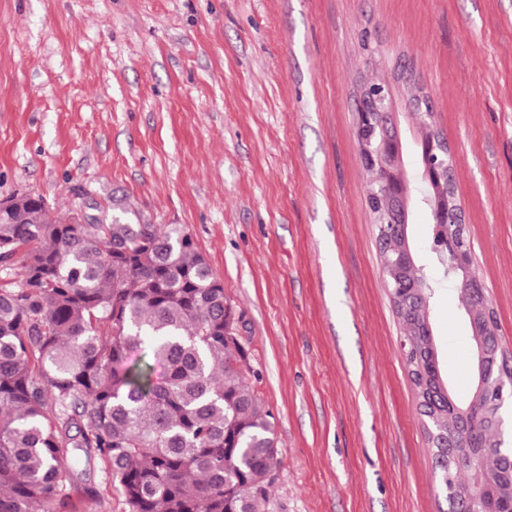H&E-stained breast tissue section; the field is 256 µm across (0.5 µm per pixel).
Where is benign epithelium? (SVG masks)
I'll list each match as a JSON object with an SVG mask.
<instances>
[{
  "label": "benign epithelium",
  "instance_id": "1",
  "mask_svg": "<svg viewBox=\"0 0 512 512\" xmlns=\"http://www.w3.org/2000/svg\"><path fill=\"white\" fill-rule=\"evenodd\" d=\"M373 117L378 129V143L370 148L364 147L366 155L374 157L377 165L378 190L373 197L383 210V223L391 225L390 234L402 239V245L396 248L397 256L390 262V267L400 270L414 263L413 252L406 240V224L410 223L412 210L428 206L433 223L436 224L433 249L448 256V267L464 269L474 262V255L465 232L461 207L449 206L450 193L455 186L454 173L448 159H456L455 152L440 133L431 130L422 135L418 146L422 157L420 181L429 185L433 193L424 197L419 190H411L404 169L406 144L402 139L396 121V112L391 95L386 87L378 89L373 96ZM464 290L470 294L473 304L466 309L472 338L476 343L474 355V380L477 383L476 398L491 395L493 399L482 406L481 411H474L473 405L460 407L450 394L442 391L433 396L432 403H448L452 408V419L448 438L443 447L457 448L459 442L468 440L472 426L477 419L500 436L512 432V423L503 414L507 401L512 400V377L501 375L498 381L491 382L486 375L487 365L500 357L501 344L488 335L492 328L489 319L490 306L486 299L484 285L480 282L464 284ZM486 485V468L478 463L473 465V485L463 492H446L448 512H490L477 509L475 503L481 500Z\"/></svg>",
  "mask_w": 512,
  "mask_h": 512
}]
</instances>
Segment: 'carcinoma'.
I'll use <instances>...</instances> for the list:
<instances>
[{"label": "carcinoma", "mask_w": 512, "mask_h": 512, "mask_svg": "<svg viewBox=\"0 0 512 512\" xmlns=\"http://www.w3.org/2000/svg\"><path fill=\"white\" fill-rule=\"evenodd\" d=\"M0 213V512H77L67 484L102 468L125 512H261L281 460L271 415L248 386L245 349L224 338V287L189 236L121 202L86 221L57 218L40 195ZM395 311L413 388L430 384L424 320L438 280ZM149 351L142 363L136 355ZM448 428V410L423 415ZM498 441L481 421L436 477L467 488Z\"/></svg>", "instance_id": "1"}]
</instances>
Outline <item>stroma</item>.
<instances>
[{
    "label": "stroma",
    "instance_id": "35a3bbf8",
    "mask_svg": "<svg viewBox=\"0 0 512 512\" xmlns=\"http://www.w3.org/2000/svg\"><path fill=\"white\" fill-rule=\"evenodd\" d=\"M368 79L431 99L512 353V0H0V199L124 198L191 236L273 416L264 512L448 510L367 205ZM430 322L466 397L453 287Z\"/></svg>",
    "mask_w": 512,
    "mask_h": 512
}]
</instances>
